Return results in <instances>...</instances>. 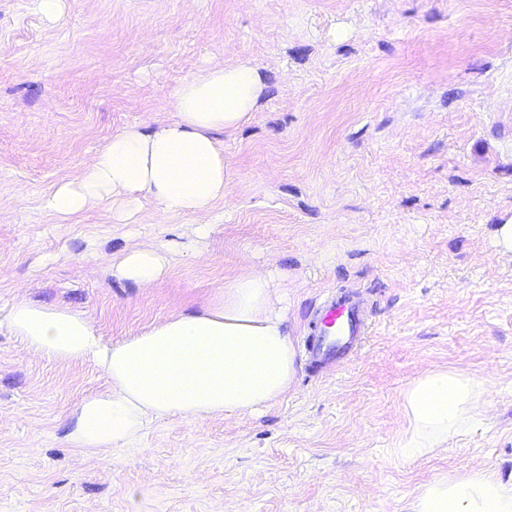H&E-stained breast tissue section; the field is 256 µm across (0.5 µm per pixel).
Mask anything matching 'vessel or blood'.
Returning a JSON list of instances; mask_svg holds the SVG:
<instances>
[{
  "label": "vessel or blood",
  "mask_w": 512,
  "mask_h": 512,
  "mask_svg": "<svg viewBox=\"0 0 512 512\" xmlns=\"http://www.w3.org/2000/svg\"><path fill=\"white\" fill-rule=\"evenodd\" d=\"M305 349L312 365L342 363L357 353L369 334L370 322L360 300L347 291L336 292L318 308L310 324Z\"/></svg>",
  "instance_id": "1"
}]
</instances>
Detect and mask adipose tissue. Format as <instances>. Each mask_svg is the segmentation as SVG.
<instances>
[{
    "mask_svg": "<svg viewBox=\"0 0 512 512\" xmlns=\"http://www.w3.org/2000/svg\"><path fill=\"white\" fill-rule=\"evenodd\" d=\"M264 87L257 67L202 66L170 90L173 122L148 133L130 127L112 134L76 180L43 197V209L61 224L101 205L116 223L131 224L144 198L165 216L213 213L230 181L216 135L240 127ZM168 267L166 249L147 245L113 261L112 273L148 288ZM2 325L37 355L90 362L108 377V390L83 397L68 415L69 441L87 451L120 447L154 419L258 410L287 394L296 379L297 352L276 306V285L257 272L109 346L84 313L24 299L10 305ZM489 391L486 381L461 372L426 370L403 394L408 428L396 455L417 460L446 447L481 422ZM411 512H512V474L485 466L440 473L418 487Z\"/></svg>",
    "mask_w": 512,
    "mask_h": 512,
    "instance_id": "obj_1",
    "label": "adipose tissue"
}]
</instances>
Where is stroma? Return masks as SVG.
<instances>
[{"instance_id": "1", "label": "stroma", "mask_w": 512, "mask_h": 512, "mask_svg": "<svg viewBox=\"0 0 512 512\" xmlns=\"http://www.w3.org/2000/svg\"><path fill=\"white\" fill-rule=\"evenodd\" d=\"M206 63L258 66L249 119L219 133L223 222L135 225L104 208L60 224L42 196L113 133L173 121L168 93ZM512 0H65L49 21L0 0V308L83 311L105 342L200 307L246 272L283 274L297 378L253 414L165 418L121 448L70 445L66 416L108 379L0 327V512H408L441 472H512ZM162 243L166 277L112 274ZM351 288L372 332L312 370L323 297ZM448 368L491 382L490 414L404 461L408 385Z\"/></svg>"}]
</instances>
